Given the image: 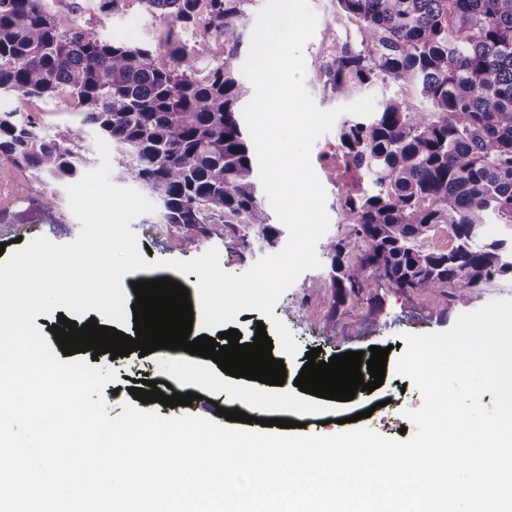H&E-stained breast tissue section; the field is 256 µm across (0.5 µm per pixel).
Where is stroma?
Instances as JSON below:
<instances>
[{"label":"stroma","mask_w":512,"mask_h":512,"mask_svg":"<svg viewBox=\"0 0 512 512\" xmlns=\"http://www.w3.org/2000/svg\"><path fill=\"white\" fill-rule=\"evenodd\" d=\"M79 3L82 7L80 21L94 27L107 39L154 48L164 47L169 39L168 26L142 9L134 8L126 14L108 17L98 10L97 0H79ZM310 5L317 16V24L313 36L303 47L304 84L315 105L330 110L338 107L339 102L331 97L328 88L331 61L328 51L334 44L344 42L345 31L336 23L334 0H310ZM18 112L23 117L37 118L47 133L65 128L78 132L82 145L88 150L89 168L100 165L95 130L83 124L81 115L66 100L27 98ZM338 134V129L334 128L316 140L311 150V163L326 193L327 234L346 237L352 226L344 219L338 188L348 181L349 175L339 160ZM19 182L29 185V201L21 207L16 206L14 193ZM54 189L59 203L49 210L40 203L43 184L27 182L23 171L0 159V243L6 244L8 250H16L18 242L26 243L41 235L58 244L72 242L78 237L80 224L70 210L65 183L55 184ZM131 228L138 237L139 248H150L152 259L161 263L160 268L150 270V277L170 278L188 284L189 297L194 302L199 299L198 275H184L167 268L166 260H189L214 248L218 250L221 266L226 272L241 274L263 256L257 249L240 252L229 239L202 236L164 224L156 211L138 217ZM307 281L314 282V292L304 290L303 284ZM450 294L447 288L406 293L381 280L374 287L365 289L358 303L336 307L332 304V288L323 268L306 270L281 294L273 308L274 315L286 324L298 345L296 356L285 362L289 379L297 378L310 349H320V358L326 361L347 351L365 352L369 347L380 346L390 350L381 387L370 393L357 392L355 398L347 402L328 400L301 392L293 384L283 388L226 375L212 360L199 356L195 357L194 363L202 379L195 382L167 370L158 353L143 356L135 351L112 361L104 356L97 359L99 367H109L117 373L116 382L107 383L103 389L108 414L113 418L121 414V403L129 399L133 385L130 368L135 365L147 373L149 380L165 381L177 390L196 393L191 412L201 417L213 420L217 417V408H232V401L224 397V388L230 384L252 395L288 398L292 419L304 423L306 432L311 434L338 432L340 419L358 413L362 416L361 427L387 438H399L400 428L408 423L406 411L420 409L424 402L417 387L395 369L405 352L403 336L451 329L463 310L454 304Z\"/></svg>","instance_id":"obj_1"}]
</instances>
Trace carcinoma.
Instances as JSON below:
<instances>
[{"label": "carcinoma", "instance_id": "obj_1", "mask_svg": "<svg viewBox=\"0 0 512 512\" xmlns=\"http://www.w3.org/2000/svg\"><path fill=\"white\" fill-rule=\"evenodd\" d=\"M248 0H100L106 15L134 7L171 26L168 61L151 48L107 41L81 23L77 0H0V92L66 96L112 146V170L155 197L164 223L274 248L281 229L263 203L257 159L238 118L236 77ZM207 25L192 43L179 31ZM355 38L336 46L331 96L393 83L419 90L421 110L397 95L368 121H347L341 158L372 189L339 187L354 241L322 244L342 303L373 279L408 293L475 289L512 275V240L489 239L488 219L512 226V0H336ZM214 39L224 54L199 67ZM85 148L65 129L0 112V158L46 184L75 177ZM446 250H433L436 229Z\"/></svg>", "mask_w": 512, "mask_h": 512}]
</instances>
